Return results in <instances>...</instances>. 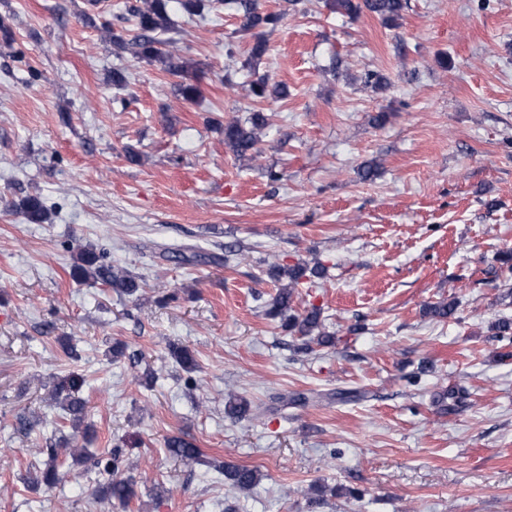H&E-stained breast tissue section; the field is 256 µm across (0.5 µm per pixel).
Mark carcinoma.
Masks as SVG:
<instances>
[{
  "instance_id": "cac0c4a2",
  "label": "carcinoma",
  "mask_w": 512,
  "mask_h": 512,
  "mask_svg": "<svg viewBox=\"0 0 512 512\" xmlns=\"http://www.w3.org/2000/svg\"><path fill=\"white\" fill-rule=\"evenodd\" d=\"M170 0H130L126 5L128 14L135 21L136 34L129 40L125 35L114 29L112 24L103 20L100 29L104 37L112 42L116 53L128 52L136 59L147 63H158L168 74L180 78L176 83V93L186 102L196 101L201 91L197 84L188 78L192 64L181 55L178 40L168 36L175 29L174 20L169 15ZM180 9L195 15L204 9H221L224 0H177ZM231 5L240 17L239 32L252 36L249 48L250 62L257 64L269 53L268 41L264 34L256 32L258 28L273 30L279 26L286 11H265L260 7L259 0H232ZM407 6V0H329V7L339 13L356 16L368 12L379 18L386 25H393L402 16ZM253 101L259 103L265 99L288 98V86L283 83H272L268 75L256 77L250 83ZM267 125V116L253 108L245 119L232 118L224 123V145L238 158L258 157L257 144L261 131ZM21 213L27 222L42 224L48 219V208L42 198L31 195L19 204ZM325 268L318 260L313 263H297L282 265L276 261L270 262V274L275 281L281 283L276 295L272 298L267 315L280 319L282 327L290 333L308 338V341L318 345L332 343V336L322 331L324 326L321 310L313 307L301 314L292 313L291 303L296 286L304 278L323 276ZM70 277L77 283L105 285L124 296H134L141 285L138 279L129 271L106 261V255L93 245L77 248L70 269ZM169 354L181 369L187 373V386L198 388V380L192 376L197 371V362L191 351L175 343L169 345ZM84 379L72 375L65 379L55 389V399L61 408L71 417L73 429H79L85 414L86 403L79 396ZM170 454L182 460L197 461L200 449L180 437L172 436L165 442ZM46 454L48 462L41 475L32 479L34 485L53 487L60 479L56 461L58 449L47 447L41 449ZM76 460L90 461L99 473L107 476V483L102 491L121 504L129 502L134 494L135 480L125 476L121 470V449L112 448L100 454H91L87 449H81ZM215 471L224 475L230 485L239 490H249L259 481L256 470L246 466L235 465L225 461L209 463Z\"/></svg>"
}]
</instances>
